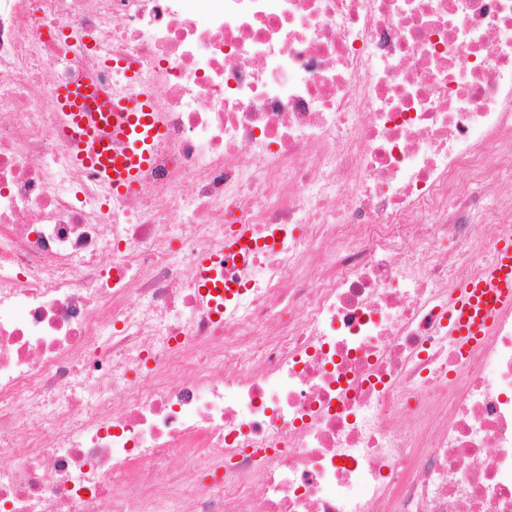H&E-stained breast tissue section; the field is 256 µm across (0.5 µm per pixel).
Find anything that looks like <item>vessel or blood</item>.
Masks as SVG:
<instances>
[{
  "mask_svg": "<svg viewBox=\"0 0 512 512\" xmlns=\"http://www.w3.org/2000/svg\"><path fill=\"white\" fill-rule=\"evenodd\" d=\"M82 91L61 88L56 106L78 142L77 164L90 169L113 192H134L139 175L164 140L162 123L148 97L116 94L106 118L85 111ZM246 233L230 237L225 252H242ZM225 252H205L197 261V286L216 307L233 296L224 284ZM512 310V239L503 240L485 274L459 288L451 307L456 336L472 346L503 313Z\"/></svg>",
  "mask_w": 512,
  "mask_h": 512,
  "instance_id": "b4317fda",
  "label": "vessel or blood"
}]
</instances>
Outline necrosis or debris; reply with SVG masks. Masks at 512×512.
<instances>
[{
	"mask_svg": "<svg viewBox=\"0 0 512 512\" xmlns=\"http://www.w3.org/2000/svg\"><path fill=\"white\" fill-rule=\"evenodd\" d=\"M87 84L152 96L141 191ZM510 236L512 0H0V512H512V311L450 325ZM80 88L63 87L56 107L78 142L77 164L90 169L113 193H131L139 175L165 137L148 97L115 94L105 121L84 112ZM100 146V150H97ZM197 287L206 289L203 293L223 313L224 302L233 296V289L224 285V252L202 253L197 261Z\"/></svg>",
	"mask_w": 512,
	"mask_h": 512,
	"instance_id": "necrosis-or-debris-1",
	"label": "necrosis or debris"
}]
</instances>
